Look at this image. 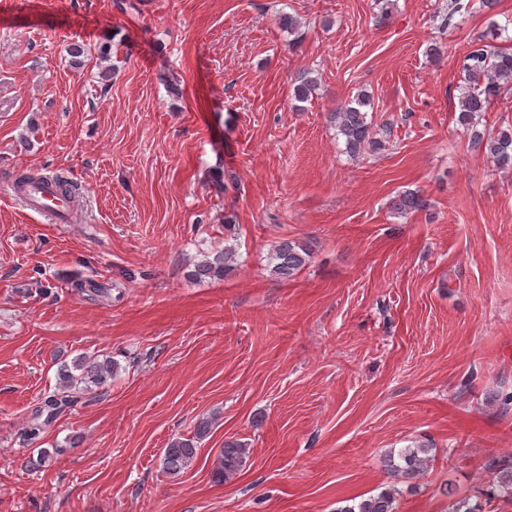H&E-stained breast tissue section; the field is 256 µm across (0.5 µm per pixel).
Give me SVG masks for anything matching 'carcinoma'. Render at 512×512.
<instances>
[{"label": "carcinoma", "mask_w": 512, "mask_h": 512, "mask_svg": "<svg viewBox=\"0 0 512 512\" xmlns=\"http://www.w3.org/2000/svg\"><path fill=\"white\" fill-rule=\"evenodd\" d=\"M508 26L497 22L490 23L486 33L471 43L470 50L462 61V93L459 97L457 122L469 132L471 147L482 153L498 169H512V131L486 132L478 128L479 116L487 111L490 104L502 95L512 92V49L494 45L502 37ZM318 86L317 78L306 72L294 85L293 97L305 102ZM371 96L360 91L350 100L341 104L330 115V122L336 129V136L344 144V153L356 160L380 154L389 149L391 127L374 124L371 110ZM52 181L58 191L68 199H73L72 185L58 176H36L20 174L15 185L20 187L33 180ZM425 207V200L417 190H404L391 200V209L398 214H409ZM311 250L306 246L284 239L273 246L269 254L270 273L280 280L295 278L310 262ZM238 254L230 244L215 252H210L195 265L191 277L195 280L222 279L235 270ZM115 363L107 357L80 356L72 365L60 366L57 372L56 390L44 400L49 417L54 418L78 401L81 387H101L112 379ZM212 420L201 419L194 433L187 437L173 439L165 448L162 467L170 475H178L193 463L198 444L211 431ZM433 446L420 443L404 448L398 455L389 454L385 463L387 470L399 480L408 483V489L415 488L411 481L419 478L428 469L432 460ZM247 451L238 441L224 442L217 457L218 476L228 480L243 467ZM496 478V497L504 502H512V463H492ZM399 491L390 487L361 501L346 499V505L336 512H397ZM452 512H485L482 501L470 496L455 500Z\"/></svg>", "instance_id": "cac0c4a2"}]
</instances>
